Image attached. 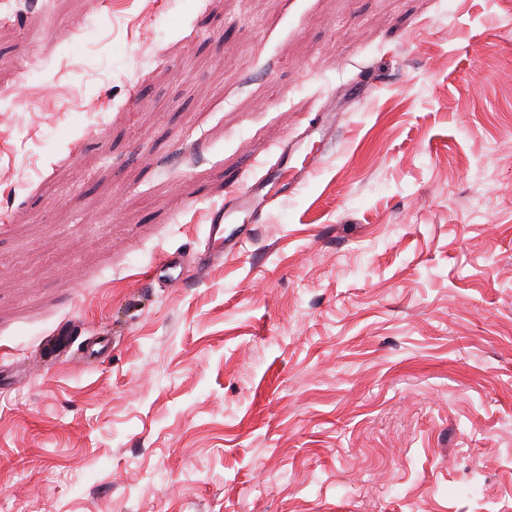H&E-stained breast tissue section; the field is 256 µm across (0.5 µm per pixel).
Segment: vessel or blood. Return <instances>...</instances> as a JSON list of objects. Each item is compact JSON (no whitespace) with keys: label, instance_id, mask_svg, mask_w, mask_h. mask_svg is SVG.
Here are the masks:
<instances>
[{"label":"vessel or blood","instance_id":"vessel-or-blood-1","mask_svg":"<svg viewBox=\"0 0 512 512\" xmlns=\"http://www.w3.org/2000/svg\"><path fill=\"white\" fill-rule=\"evenodd\" d=\"M327 141H319L316 150L310 151L301 165L290 166L294 147H283L275 165L268 167L258 177L243 172L232 180L233 188L222 206L210 213L207 250L209 259H216L219 251H240L252 238L253 226L259 223L269 186L275 185L284 172H291L293 183H300L311 176L321 159ZM151 277L162 284L174 285L183 278V266L174 256L165 257L150 270Z\"/></svg>","mask_w":512,"mask_h":512}]
</instances>
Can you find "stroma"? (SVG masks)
I'll return each instance as SVG.
<instances>
[{"instance_id":"stroma-1","label":"stroma","mask_w":512,"mask_h":512,"mask_svg":"<svg viewBox=\"0 0 512 512\" xmlns=\"http://www.w3.org/2000/svg\"><path fill=\"white\" fill-rule=\"evenodd\" d=\"M4 14L0 512H512V0ZM326 132H323L319 142H314L312 150L305 156L301 166L289 167V161L294 153L300 150V142L289 147L288 142L282 148L278 162L268 167L260 177L252 176L249 171L243 172L233 178L231 185L234 187L224 205L215 208L210 213L211 224H208L206 254L210 261H214L222 252H239L252 238L253 224H258L262 216V208L266 202L269 189L280 180L285 171L292 172V181L283 187L294 188L298 183L311 176L321 159V155L332 143V136L325 141ZM315 143L318 147L314 151ZM224 224H236L230 232L224 236ZM220 245L216 249V245ZM151 277L161 283L174 285L183 278V266L175 256H168L149 270Z\"/></svg>"}]
</instances>
